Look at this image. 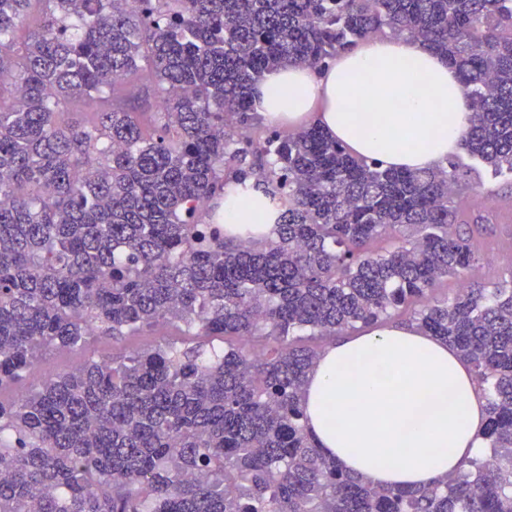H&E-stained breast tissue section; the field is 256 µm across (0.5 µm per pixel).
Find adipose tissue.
Here are the masks:
<instances>
[{
	"instance_id": "obj_1",
	"label": "adipose tissue",
	"mask_w": 512,
	"mask_h": 512,
	"mask_svg": "<svg viewBox=\"0 0 512 512\" xmlns=\"http://www.w3.org/2000/svg\"><path fill=\"white\" fill-rule=\"evenodd\" d=\"M260 110L318 120L354 154L394 169H432L469 123L455 70L409 38L374 37L324 71L268 77ZM484 393L469 365L436 337L381 327L326 349L301 406L323 452L378 486L422 488L487 455Z\"/></svg>"
}]
</instances>
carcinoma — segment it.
Instances as JSON below:
<instances>
[{"instance_id":"cac0c4a2","label":"carcinoma","mask_w":512,"mask_h":512,"mask_svg":"<svg viewBox=\"0 0 512 512\" xmlns=\"http://www.w3.org/2000/svg\"><path fill=\"white\" fill-rule=\"evenodd\" d=\"M32 2L0 0V78L15 84L0 96V386L89 328L117 338L174 319L203 340L0 402V512H512V278L465 285L479 255L456 206L482 188L463 159L512 175V0H39L18 61ZM383 36L458 73L472 118L445 164L384 168L316 121L265 123L269 75ZM138 71L159 95L151 134L114 94ZM73 98L94 120L59 121ZM229 194L255 219L226 232ZM448 276L459 291L434 296ZM413 302L409 322L485 391L492 454L428 488L373 486L308 429L319 353L290 337ZM41 6L33 2L31 4L25 25L18 29L14 37V50L17 54L23 51L24 45L28 42V37L31 32L36 30L40 24Z\"/></svg>"}]
</instances>
